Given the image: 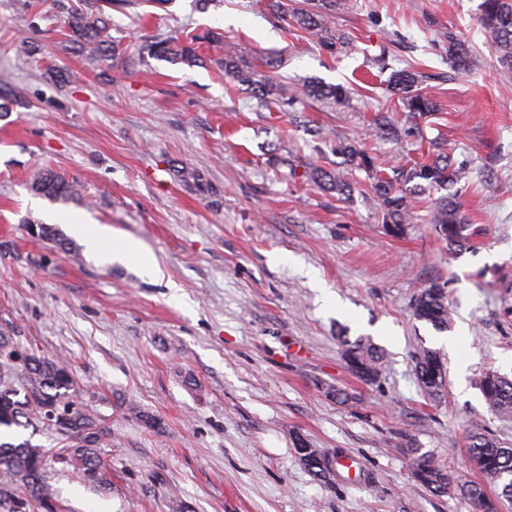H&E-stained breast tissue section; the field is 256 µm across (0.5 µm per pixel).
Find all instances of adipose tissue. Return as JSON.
Instances as JSON below:
<instances>
[{
    "mask_svg": "<svg viewBox=\"0 0 512 512\" xmlns=\"http://www.w3.org/2000/svg\"><path fill=\"white\" fill-rule=\"evenodd\" d=\"M61 221L67 224L72 235L83 240L87 252L107 255L121 261L137 262L139 274L144 278L152 280L160 276L161 270L157 260L145 253L138 241L115 237L108 226L84 223L75 214L62 215Z\"/></svg>",
    "mask_w": 512,
    "mask_h": 512,
    "instance_id": "ef3b65f1",
    "label": "adipose tissue"
}]
</instances>
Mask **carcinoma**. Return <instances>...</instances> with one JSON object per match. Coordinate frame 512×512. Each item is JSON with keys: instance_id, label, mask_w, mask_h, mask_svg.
<instances>
[{"instance_id": "obj_1", "label": "carcinoma", "mask_w": 512, "mask_h": 512, "mask_svg": "<svg viewBox=\"0 0 512 512\" xmlns=\"http://www.w3.org/2000/svg\"><path fill=\"white\" fill-rule=\"evenodd\" d=\"M349 7L348 0H317L308 9L293 12L299 26L307 31L320 49L331 54L344 44L343 37L327 25L330 13ZM478 21L497 54L500 66L512 71V0H482ZM69 25L73 43L81 52L92 57H112L113 45L109 36L111 18L89 6L88 11L73 12ZM448 66L455 71L469 67V51L453 30H448ZM148 51L173 63L196 64L197 54L193 42H182L176 37L152 41ZM225 74L241 84L252 87L258 103L268 106L277 100L288 99V89L271 86L252 68L244 67L227 57L223 59ZM422 75L413 68L395 71L389 80L391 91L399 96L405 108L426 118L433 115L435 105L418 89ZM309 93L320 95L337 103L347 97V90L336 85L326 90L311 88ZM336 153L367 169L374 167L372 158L350 143H341ZM467 165L456 163L448 154L439 153L432 161L404 170L398 168L391 177H378L371 185L373 196L379 203L385 230L399 236L412 217L416 190L422 183L446 189L466 177ZM316 177L344 194L349 184L323 170H315ZM414 186H409V183ZM31 190L53 200H68L78 194L77 183L52 172H41L31 182ZM448 246L460 249L467 244L469 224L461 214L460 206L452 196L441 198L433 216ZM416 319L430 323L438 330L448 328L450 311L448 297L438 286L425 288L412 305ZM352 371L365 381L373 380L380 356L373 347L342 339ZM415 369L425 393L431 398L441 396L445 390L446 368L439 353L424 350L415 357ZM25 389L24 400L15 399L17 388ZM77 381L63 363L19 352L13 338L0 333V426L28 427L43 424L51 427L68 440L64 448L55 452L58 462L73 467L91 483L108 485L103 477L99 448L107 436L104 421L87 416L76 395ZM479 389L489 408L503 418H512V380L494 370L483 374ZM296 453L301 463L315 476L331 475L326 456L317 448L309 447L306 440L296 439ZM472 460L487 480L502 486L501 495H490L485 486L472 482L462 487L463 494L474 504L477 512H499L503 499L512 501V448H504L483 435L471 436L468 448ZM48 454L27 442L17 445L0 443V471L10 479L0 483V512H23L28 501L39 505L44 512H55L50 487L43 481ZM411 467L414 478L430 492L443 494L448 490V474L440 463L428 453H412ZM23 483L29 498L17 494L12 480Z\"/></svg>"}]
</instances>
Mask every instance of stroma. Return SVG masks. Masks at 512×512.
I'll use <instances>...</instances> for the list:
<instances>
[{"label": "stroma", "mask_w": 512, "mask_h": 512, "mask_svg": "<svg viewBox=\"0 0 512 512\" xmlns=\"http://www.w3.org/2000/svg\"><path fill=\"white\" fill-rule=\"evenodd\" d=\"M271 0H196L112 9L111 61L66 47L56 0H0V332L19 351L73 370L88 414L106 419L100 447L110 489L50 464L56 512H475L461 487L483 481L468 454L482 433L512 448L477 382L512 378V72L478 23L481 0H352L329 24L341 51L322 52ZM468 45L453 72L442 31ZM26 34L33 53L14 50ZM197 38L196 66L151 55V41ZM284 82L289 104L259 106L218 59ZM425 73L434 115L413 119L393 71ZM342 85L343 103L308 95ZM386 114L400 138L378 133ZM373 157L382 175L437 152L471 168L452 192L470 247L449 249L423 189L402 236L385 233L372 175L336 154ZM340 174L343 197L315 183ZM51 170L78 198L31 192ZM141 241L158 279L86 252L55 214ZM52 225L54 239L33 234ZM444 287L446 330L416 320L422 288ZM382 354L365 382L343 341ZM448 367L439 400L414 367L422 350ZM329 457L360 458L367 482L317 479L297 439ZM447 466L436 496L410 469L411 449Z\"/></svg>", "instance_id": "35a3bbf8"}]
</instances>
